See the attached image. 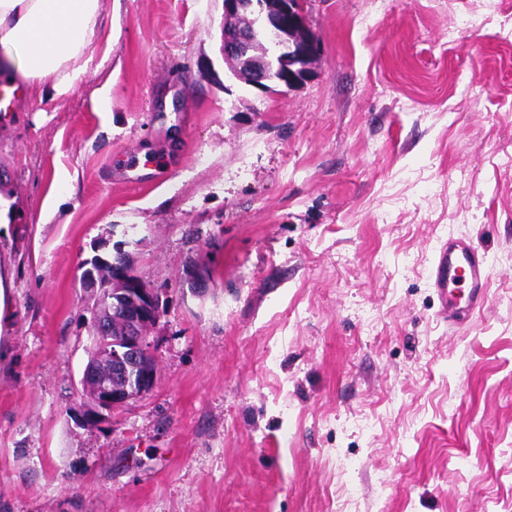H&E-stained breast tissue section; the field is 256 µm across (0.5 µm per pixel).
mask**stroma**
Instances as JSON below:
<instances>
[{
	"label": "stroma",
	"instance_id": "stroma-1",
	"mask_svg": "<svg viewBox=\"0 0 512 512\" xmlns=\"http://www.w3.org/2000/svg\"><path fill=\"white\" fill-rule=\"evenodd\" d=\"M68 92L0 99V512H512V0H301L305 78L224 0H101ZM465 237L488 303L431 277ZM159 301L153 388L77 416L94 290ZM432 280L449 324L459 323L463 309L480 311L486 304L489 268L484 256L462 238L449 236L440 247Z\"/></svg>",
	"mask_w": 512,
	"mask_h": 512
}]
</instances>
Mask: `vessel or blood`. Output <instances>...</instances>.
<instances>
[{"label": "vessel or blood", "mask_w": 512, "mask_h": 512, "mask_svg": "<svg viewBox=\"0 0 512 512\" xmlns=\"http://www.w3.org/2000/svg\"><path fill=\"white\" fill-rule=\"evenodd\" d=\"M432 280L449 324H458L463 311H479L486 304L489 268L484 256L462 238L449 237L440 247Z\"/></svg>", "instance_id": "1"}]
</instances>
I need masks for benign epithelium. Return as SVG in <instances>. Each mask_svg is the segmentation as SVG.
Listing matches in <instances>:
<instances>
[{
  "instance_id": "7a95c632",
  "label": "benign epithelium",
  "mask_w": 512,
  "mask_h": 512,
  "mask_svg": "<svg viewBox=\"0 0 512 512\" xmlns=\"http://www.w3.org/2000/svg\"><path fill=\"white\" fill-rule=\"evenodd\" d=\"M300 0H279L270 7L265 0H224V17L231 18L250 12L255 15V25L235 34H224V57L237 58L242 70L233 71L240 79L242 72H251L249 83L265 88L276 79V73L284 69L290 74V81L299 78L298 64L308 65L314 50L312 43L303 45L295 41L288 32V21L300 16ZM122 262L111 263L116 278L128 284L124 290L100 289L99 301L107 313L122 312L127 317L129 338L124 348L112 349L110 341L104 338L107 327L97 321L92 329V338L108 354L114 363V374L123 379V387L112 385V378L99 374L96 363L88 362L79 380V392L91 401L90 409L82 414V422L95 426L103 419L104 413L120 407L130 400L148 392L156 378L155 358L148 336L140 331L145 322H155L160 310L154 293L130 279L129 257L116 249Z\"/></svg>"
}]
</instances>
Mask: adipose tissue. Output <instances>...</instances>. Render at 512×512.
<instances>
[{
    "label": "adipose tissue",
    "instance_id": "1",
    "mask_svg": "<svg viewBox=\"0 0 512 512\" xmlns=\"http://www.w3.org/2000/svg\"><path fill=\"white\" fill-rule=\"evenodd\" d=\"M100 0H0V73L70 90L96 36Z\"/></svg>",
    "mask_w": 512,
    "mask_h": 512
}]
</instances>
